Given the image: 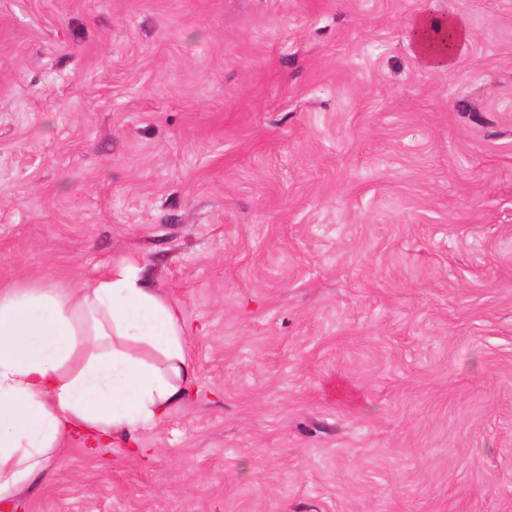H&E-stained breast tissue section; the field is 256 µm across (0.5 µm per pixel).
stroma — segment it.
<instances>
[{
    "mask_svg": "<svg viewBox=\"0 0 512 512\" xmlns=\"http://www.w3.org/2000/svg\"><path fill=\"white\" fill-rule=\"evenodd\" d=\"M120 256L193 390L0 512H512V0H0V287ZM470 38V30L451 15L439 18L426 12L416 16L411 23L414 55L430 69H451L458 52Z\"/></svg>",
    "mask_w": 512,
    "mask_h": 512,
    "instance_id": "35a3bbf8",
    "label": "stroma"
}]
</instances>
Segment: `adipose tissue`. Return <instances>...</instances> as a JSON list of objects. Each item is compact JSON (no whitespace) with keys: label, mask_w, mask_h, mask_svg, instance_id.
<instances>
[{"label":"adipose tissue","mask_w":512,"mask_h":512,"mask_svg":"<svg viewBox=\"0 0 512 512\" xmlns=\"http://www.w3.org/2000/svg\"><path fill=\"white\" fill-rule=\"evenodd\" d=\"M470 38L453 16L411 24L414 55L430 69L451 68ZM188 330L124 257L76 287L1 288L0 501L39 478L71 435L100 443L166 418L195 378Z\"/></svg>","instance_id":"obj_1"}]
</instances>
